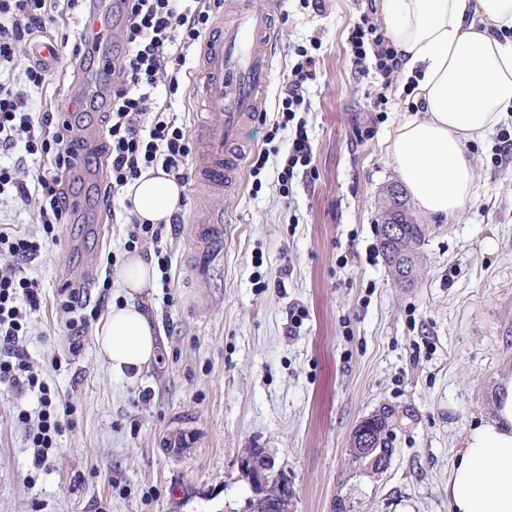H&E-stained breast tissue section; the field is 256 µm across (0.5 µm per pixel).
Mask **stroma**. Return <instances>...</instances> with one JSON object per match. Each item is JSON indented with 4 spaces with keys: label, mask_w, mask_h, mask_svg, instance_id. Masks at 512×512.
Listing matches in <instances>:
<instances>
[{
    "label": "stroma",
    "mask_w": 512,
    "mask_h": 512,
    "mask_svg": "<svg viewBox=\"0 0 512 512\" xmlns=\"http://www.w3.org/2000/svg\"><path fill=\"white\" fill-rule=\"evenodd\" d=\"M251 2L274 12L267 108L296 50L317 60L306 116L315 172L280 198L288 134L260 120L246 138L248 157L270 155L260 177L243 168L219 194L185 185L186 222L167 242L173 288H150L144 300L160 360L136 375L112 370L94 336L72 347L58 307L64 283L85 281L90 257L126 258L127 227L101 206L90 224L62 226L60 246L26 266L46 302L24 344L72 402V426L32 471L15 413L36 403L0 386V512H243L241 462L257 448L291 484L292 512H448L452 458L512 374V158L496 162L495 135L470 144L475 201L447 224L417 214L425 268L415 286H398L378 248L383 193L399 181L385 148L417 106L403 75L387 87L358 75L347 42L361 14H381L373 0ZM82 28L74 17L48 25L60 59L42 89H29L30 111L93 86L95 73L71 64ZM199 67L192 53L178 91H156L191 128L203 112ZM213 210L225 222L209 239L194 219ZM383 406L398 423L391 459L373 474L347 448L355 425ZM178 433L190 444L170 446Z\"/></svg>",
    "instance_id": "obj_1"
}]
</instances>
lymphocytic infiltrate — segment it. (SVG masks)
<instances>
[{"label":"lymphocytic infiltrate","instance_id":"obj_1","mask_svg":"<svg viewBox=\"0 0 512 512\" xmlns=\"http://www.w3.org/2000/svg\"><path fill=\"white\" fill-rule=\"evenodd\" d=\"M55 2L0 0V150L20 143L28 155L50 162L34 177L22 166L0 164V196L35 205L38 211V230L0 226V256L5 259L0 265V384L37 400L35 410L22 409L16 415L33 450L31 467L36 471L45 468L57 438L71 424L74 408L51 389L22 343L28 314L40 310L45 298L39 282L27 277L24 267L45 249L60 244V228L70 216L61 184L77 158L69 137L75 110L64 100L50 112L29 111L26 95L14 88L11 75L20 51L52 22ZM215 6V0H118L117 11L124 18L119 42L100 54L102 36L97 33L83 36L73 49L80 66L110 79L106 101L86 99L79 108L106 112L101 148L107 162L104 198L123 196L120 215L130 224L127 246L152 245L164 288L171 285L172 264L166 242L175 236L183 216L177 212L165 223H139L133 201L125 193L150 169L162 170L183 185L192 177L187 160L193 142L177 115L158 103L155 92L162 84L172 91L179 89L187 55L202 42ZM347 41L357 72L376 73L383 84H390L400 59L370 15L360 16ZM316 65L314 56L300 52L278 92L273 127L288 133V152L277 177L284 196L295 175L313 172V149L303 114L311 109L308 85L316 77ZM83 294L80 285L61 291L60 309L67 316L69 331L78 337L88 335L97 318L88 312Z\"/></svg>","mask_w":512,"mask_h":512}]
</instances>
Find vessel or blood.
I'll return each mask as SVG.
<instances>
[{
  "instance_id": "vessel-or-blood-1",
  "label": "vessel or blood",
  "mask_w": 512,
  "mask_h": 512,
  "mask_svg": "<svg viewBox=\"0 0 512 512\" xmlns=\"http://www.w3.org/2000/svg\"><path fill=\"white\" fill-rule=\"evenodd\" d=\"M274 45L269 13L238 0L233 23L202 46L198 78L213 119L196 132L195 164L211 188L232 183L244 163L245 131L265 110Z\"/></svg>"
}]
</instances>
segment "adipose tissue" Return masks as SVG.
<instances>
[{
  "instance_id": "obj_1",
  "label": "adipose tissue",
  "mask_w": 512,
  "mask_h": 512,
  "mask_svg": "<svg viewBox=\"0 0 512 512\" xmlns=\"http://www.w3.org/2000/svg\"><path fill=\"white\" fill-rule=\"evenodd\" d=\"M401 70L415 82L420 115L405 119L387 157L416 205L451 221L475 199L470 142L512 114V0H381ZM139 220L158 223L178 210L182 188L146 171L132 186ZM125 301L101 322L96 345L113 370L142 371L157 360L154 326L142 297L155 269L136 254L119 272ZM449 512H512V375L501 379L493 415L467 432L448 474Z\"/></svg>"
}]
</instances>
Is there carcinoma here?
<instances>
[{
  "instance_id": "carcinoma-1",
  "label": "carcinoma",
  "mask_w": 512,
  "mask_h": 512,
  "mask_svg": "<svg viewBox=\"0 0 512 512\" xmlns=\"http://www.w3.org/2000/svg\"><path fill=\"white\" fill-rule=\"evenodd\" d=\"M380 221L381 224L377 225L379 229L388 222L400 226V234L392 239L378 233L380 248L394 282L399 285L415 283L423 270L421 248L426 229L424 225L415 223L409 202L401 189L395 186L386 188ZM396 425L395 414L383 410L368 425L366 433L350 438L349 447L390 448L393 446Z\"/></svg>"
}]
</instances>
